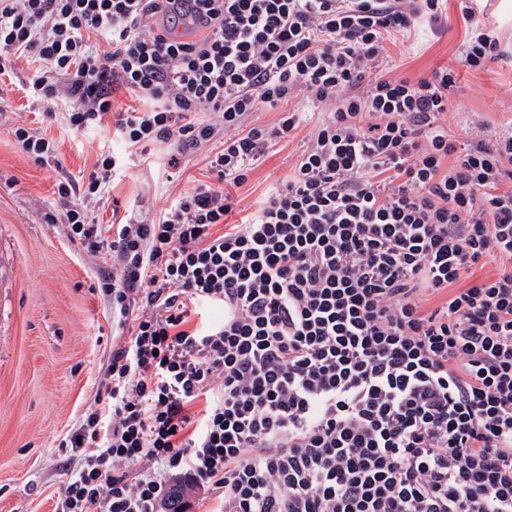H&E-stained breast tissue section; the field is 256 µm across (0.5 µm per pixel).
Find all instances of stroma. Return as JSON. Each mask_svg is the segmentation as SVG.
Returning a JSON list of instances; mask_svg holds the SVG:
<instances>
[{"label":"stroma","mask_w":512,"mask_h":512,"mask_svg":"<svg viewBox=\"0 0 512 512\" xmlns=\"http://www.w3.org/2000/svg\"><path fill=\"white\" fill-rule=\"evenodd\" d=\"M446 9L440 29L390 45V75L415 79L455 67L457 88L446 115L451 132L464 138L482 126L493 136L512 133V66L478 72L460 66L466 26L457 0ZM14 67L0 76L10 87L0 97V512H54L68 468L58 444L94 409L112 355V306L101 290L112 255L85 252L48 217L60 212L61 177L84 180L101 152L125 148L111 130L68 129L64 104L36 101L23 89L33 69L28 58ZM19 125L54 141L59 166L37 164L21 149L13 135ZM308 138L304 127L292 142L269 149L237 191L242 213L252 212L266 188L287 174ZM173 150V143L156 142L146 153L128 154L126 170L111 178V203L89 208L92 219L146 221L207 182L206 149L182 159L172 174Z\"/></svg>","instance_id":"1"}]
</instances>
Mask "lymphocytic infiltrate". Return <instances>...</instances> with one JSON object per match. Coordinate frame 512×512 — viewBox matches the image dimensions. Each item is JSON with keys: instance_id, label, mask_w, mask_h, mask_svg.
<instances>
[{"instance_id": "1", "label": "lymphocytic infiltrate", "mask_w": 512, "mask_h": 512, "mask_svg": "<svg viewBox=\"0 0 512 512\" xmlns=\"http://www.w3.org/2000/svg\"><path fill=\"white\" fill-rule=\"evenodd\" d=\"M445 2L0 0V74L34 59L28 93L65 101L72 130L173 141V168L223 140L217 186L109 235L85 205L122 157L57 185L68 239L112 254L102 290L129 337L61 443L56 512H188V489L209 512H512V134L454 141L451 67L385 72L392 36L438 28ZM461 12V64H512L481 0ZM305 124L287 177L230 222L234 189Z\"/></svg>"}]
</instances>
